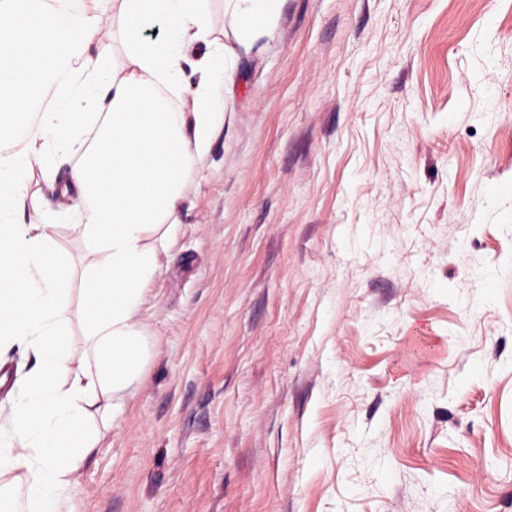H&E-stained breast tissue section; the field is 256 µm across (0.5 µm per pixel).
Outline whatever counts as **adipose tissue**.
I'll return each mask as SVG.
<instances>
[{"label": "adipose tissue", "instance_id": "1", "mask_svg": "<svg viewBox=\"0 0 512 512\" xmlns=\"http://www.w3.org/2000/svg\"><path fill=\"white\" fill-rule=\"evenodd\" d=\"M282 0H224L236 42L250 49ZM162 25L165 36L145 31ZM190 101L171 105L157 87L174 82L194 45ZM225 48L209 0H82L77 26L59 21L56 0H0V206L30 211L32 225L0 224V350L34 359L0 407V475L24 489L26 512H65L70 489L120 417L150 349L140 306L159 269L151 237L172 241L188 177L224 124L217 81ZM67 78L63 107L45 105ZM77 155L70 228L86 250L82 271L58 251L52 214L27 198L48 145ZM81 283L85 356L74 360L67 301Z\"/></svg>", "mask_w": 512, "mask_h": 512}]
</instances>
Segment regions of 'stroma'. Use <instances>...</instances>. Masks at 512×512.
<instances>
[{"label":"stroma","mask_w":512,"mask_h":512,"mask_svg":"<svg viewBox=\"0 0 512 512\" xmlns=\"http://www.w3.org/2000/svg\"><path fill=\"white\" fill-rule=\"evenodd\" d=\"M210 19L224 125L70 512H512V0H283L247 53Z\"/></svg>","instance_id":"stroma-1"}]
</instances>
